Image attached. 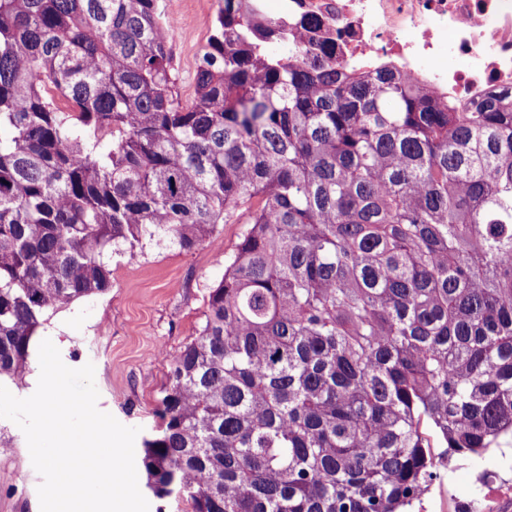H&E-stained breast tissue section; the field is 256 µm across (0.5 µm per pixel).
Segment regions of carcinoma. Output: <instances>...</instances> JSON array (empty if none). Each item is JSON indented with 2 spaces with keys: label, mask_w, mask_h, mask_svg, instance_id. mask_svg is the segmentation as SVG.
I'll list each match as a JSON object with an SVG mask.
<instances>
[{
  "label": "carcinoma",
  "mask_w": 512,
  "mask_h": 512,
  "mask_svg": "<svg viewBox=\"0 0 512 512\" xmlns=\"http://www.w3.org/2000/svg\"><path fill=\"white\" fill-rule=\"evenodd\" d=\"M299 27L219 0L184 101L160 0H0V381L112 255L248 225L143 439L190 512H407L512 437V102Z\"/></svg>",
  "instance_id": "obj_1"
}]
</instances>
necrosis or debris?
Here are the masks:
<instances>
[{
  "instance_id": "obj_1",
  "label": "necrosis or debris",
  "mask_w": 512,
  "mask_h": 512,
  "mask_svg": "<svg viewBox=\"0 0 512 512\" xmlns=\"http://www.w3.org/2000/svg\"><path fill=\"white\" fill-rule=\"evenodd\" d=\"M341 61L390 62L434 96L512 95V0H303Z\"/></svg>"
}]
</instances>
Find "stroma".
Listing matches in <instances>:
<instances>
[{
	"label": "stroma",
	"instance_id": "1",
	"mask_svg": "<svg viewBox=\"0 0 512 512\" xmlns=\"http://www.w3.org/2000/svg\"><path fill=\"white\" fill-rule=\"evenodd\" d=\"M218 0H165L177 17L173 33L174 73L182 99H191L200 47L206 42ZM242 224L220 225L196 250L185 253L150 245L112 261V286L49 317L37 340L48 339L72 368L95 367L97 406L121 424L149 434L157 423L169 361L194 338L204 320L208 293L224 274V260L245 232ZM0 512H40L26 438L0 418ZM512 485V446L481 455L452 457L439 467L431 492L414 512H454L465 504L480 512L485 480Z\"/></svg>",
	"mask_w": 512,
	"mask_h": 512
}]
</instances>
